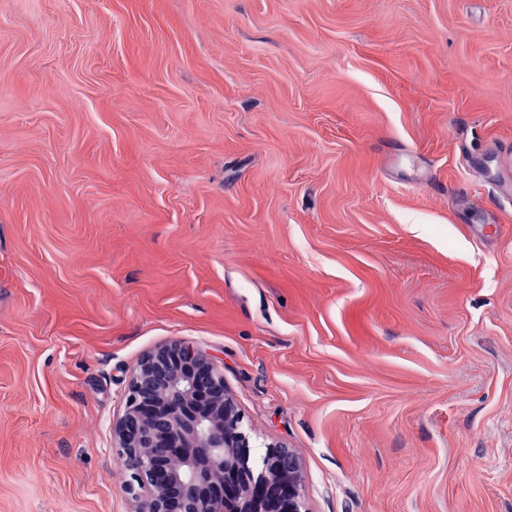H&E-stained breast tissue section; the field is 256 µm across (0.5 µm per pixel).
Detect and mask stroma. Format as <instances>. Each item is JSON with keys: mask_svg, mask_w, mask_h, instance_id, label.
I'll return each mask as SVG.
<instances>
[{"mask_svg": "<svg viewBox=\"0 0 512 512\" xmlns=\"http://www.w3.org/2000/svg\"><path fill=\"white\" fill-rule=\"evenodd\" d=\"M173 341L309 512H512V0H0V512H137Z\"/></svg>", "mask_w": 512, "mask_h": 512, "instance_id": "35a3bbf8", "label": "stroma"}]
</instances>
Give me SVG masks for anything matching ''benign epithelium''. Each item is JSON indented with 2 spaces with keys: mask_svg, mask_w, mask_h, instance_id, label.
I'll return each instance as SVG.
<instances>
[{
  "mask_svg": "<svg viewBox=\"0 0 512 512\" xmlns=\"http://www.w3.org/2000/svg\"><path fill=\"white\" fill-rule=\"evenodd\" d=\"M113 434L141 512H308L298 457L269 446L254 472L224 372L193 346L141 359Z\"/></svg>",
  "mask_w": 512,
  "mask_h": 512,
  "instance_id": "7a95c632",
  "label": "benign epithelium"
}]
</instances>
